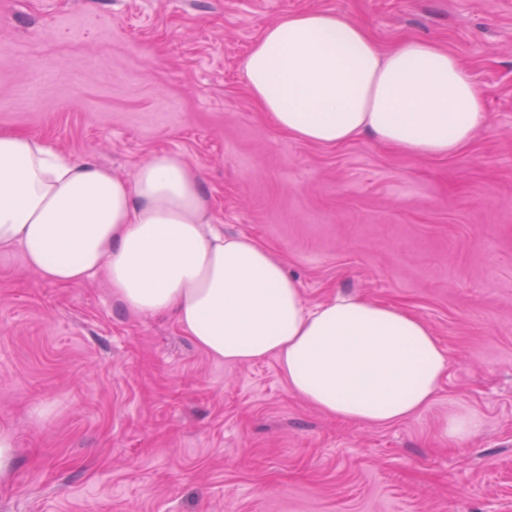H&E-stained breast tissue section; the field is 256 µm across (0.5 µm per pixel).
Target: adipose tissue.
Masks as SVG:
<instances>
[{"instance_id": "ef3b65f1", "label": "adipose tissue", "mask_w": 512, "mask_h": 512, "mask_svg": "<svg viewBox=\"0 0 512 512\" xmlns=\"http://www.w3.org/2000/svg\"><path fill=\"white\" fill-rule=\"evenodd\" d=\"M243 74L275 127L314 145L367 136L446 157L487 122L479 88L453 54L414 38L381 49L336 12L293 13L266 27ZM16 251L46 282L100 274L125 310L173 312L215 359L277 358L293 393L366 427L426 409L447 369L431 328L406 309L349 297L308 308L265 248L212 224L198 172L175 156H155L126 180L0 132V254Z\"/></svg>"}]
</instances>
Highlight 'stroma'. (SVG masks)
<instances>
[{
  "mask_svg": "<svg viewBox=\"0 0 512 512\" xmlns=\"http://www.w3.org/2000/svg\"><path fill=\"white\" fill-rule=\"evenodd\" d=\"M309 10L447 49L487 128L443 158L279 131L243 62ZM0 130L123 178L179 157L309 306L404 308L448 361L426 410L367 428L275 358L225 363L172 315L125 312L103 276L58 286L0 255V512H512V0H0ZM471 412L482 430L449 439ZM14 436L7 429H0V478L7 477L14 466Z\"/></svg>",
  "mask_w": 512,
  "mask_h": 512,
  "instance_id": "obj_1",
  "label": "stroma"
}]
</instances>
